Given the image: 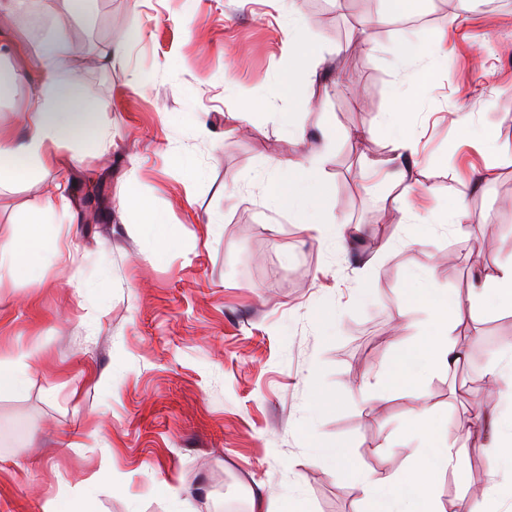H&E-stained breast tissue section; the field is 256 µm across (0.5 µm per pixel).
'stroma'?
Returning <instances> with one entry per match:
<instances>
[{"instance_id": "1", "label": "stroma", "mask_w": 512, "mask_h": 512, "mask_svg": "<svg viewBox=\"0 0 512 512\" xmlns=\"http://www.w3.org/2000/svg\"><path fill=\"white\" fill-rule=\"evenodd\" d=\"M294 8L317 50L310 68L291 66L281 0L16 5L0 39V129L25 136L32 58L59 40L111 145L96 156L60 144L51 165L0 183V243L66 187L42 227L63 256L36 278L0 277V361L39 350L24 389L0 392V430L25 422L18 445L0 442V512H43L56 497L71 512H180L184 496L193 512H251L269 493L359 512L362 484L316 454L341 448L365 471H405L422 447L404 429L417 397L462 451V477L435 481L444 512L489 491L493 512H512V481L490 479L488 436L459 425L482 409L512 427V394L480 396L512 311L465 315L454 366L403 389L375 383L431 321L409 293L467 300L476 272L512 256V0H418L416 28L397 25L385 0ZM453 17L460 32L442 58L434 38ZM122 29L139 34L123 60L93 66ZM359 37L368 49L350 50ZM405 38L432 67L409 108L395 95L409 75L388 63ZM244 108L251 120L235 126ZM406 109L424 188L409 205L431 224L417 244L393 190L368 174L388 155L387 113ZM317 154L319 218L348 221L354 236L323 238L268 198L283 158ZM91 188L99 203H87ZM132 195L164 218L163 239L142 230ZM452 197L471 222L449 223ZM107 463L109 484L92 487Z\"/></svg>"}]
</instances>
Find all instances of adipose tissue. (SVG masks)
I'll return each mask as SVG.
<instances>
[{"mask_svg":"<svg viewBox=\"0 0 512 512\" xmlns=\"http://www.w3.org/2000/svg\"><path fill=\"white\" fill-rule=\"evenodd\" d=\"M64 56L63 45L55 42L36 53L35 62L42 80L34 93L33 106L26 114L29 135L19 144L0 137V181L15 178L22 168L33 169L52 163L54 147L64 142H78L98 154L107 153L106 136L98 127L95 105L78 95L77 78L64 81L59 77ZM385 127L389 156L376 167L375 174L382 183L397 188L393 203L401 212L403 223L411 225L412 235L418 239L424 236L426 226L407 208L406 201L418 192L419 184L409 178L399 164L400 158L416 151L415 141L408 131L407 113H390ZM282 168L286 178L271 182L270 201L277 207L308 215L324 192L318 162L286 159ZM56 203V196H48L43 209L31 214L21 238L0 245V253L10 258L7 267L10 277L30 278L37 273L42 252L50 248L41 232L44 213L54 209ZM408 303L427 308L432 321L418 342L398 353L393 369L381 375V382L393 386L415 382L421 361H428L435 368H446L459 360L460 354L450 344L449 336L465 311L490 305L512 309V259L500 262L493 274L480 279L467 302H460L447 290L428 288L412 294ZM412 409L406 426L423 432L425 443L417 462L405 472L367 473L342 449L328 451L330 457L342 462L345 470L357 474L363 483L366 499L362 512H441L434 495V479L441 472L458 470L462 457L445 444L444 427L432 421L426 407L416 403Z\"/></svg>","mask_w":512,"mask_h":512,"instance_id":"1","label":"adipose tissue"}]
</instances>
